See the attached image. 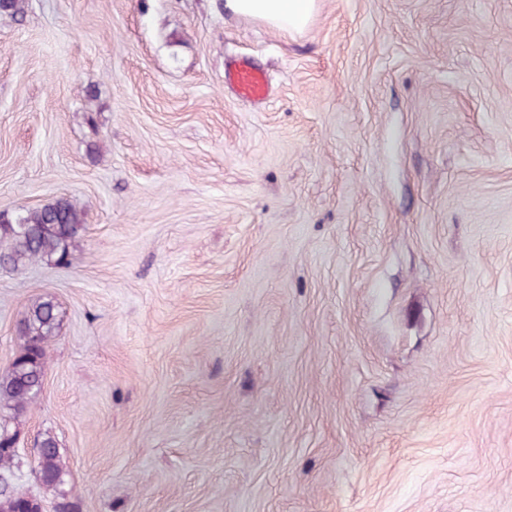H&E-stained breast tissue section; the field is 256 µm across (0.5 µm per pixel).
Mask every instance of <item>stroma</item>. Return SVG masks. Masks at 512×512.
<instances>
[{"label": "stroma", "mask_w": 512, "mask_h": 512, "mask_svg": "<svg viewBox=\"0 0 512 512\" xmlns=\"http://www.w3.org/2000/svg\"><path fill=\"white\" fill-rule=\"evenodd\" d=\"M247 57L260 105L224 87ZM0 371L60 324L19 453L76 512H512V0H28L0 20ZM318 0H225L224 11L261 20L271 28L301 32L309 24ZM83 218L66 198L38 208L22 209L15 214H0V246L4 266L46 262H68L70 246L83 231ZM39 447L37 451V466L42 474L39 481L41 486L48 491L58 495L56 504L57 512H72L75 509L73 502L68 500V494L63 489L67 483L68 472L65 469L58 443L54 436L43 434L38 439Z\"/></svg>", "instance_id": "35a3bbf8"}]
</instances>
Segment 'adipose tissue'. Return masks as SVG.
Returning <instances> with one entry per match:
<instances>
[{
    "label": "adipose tissue",
    "mask_w": 512,
    "mask_h": 512,
    "mask_svg": "<svg viewBox=\"0 0 512 512\" xmlns=\"http://www.w3.org/2000/svg\"><path fill=\"white\" fill-rule=\"evenodd\" d=\"M317 0H224L227 12L265 22L271 28L291 33L309 24Z\"/></svg>",
    "instance_id": "obj_1"
}]
</instances>
